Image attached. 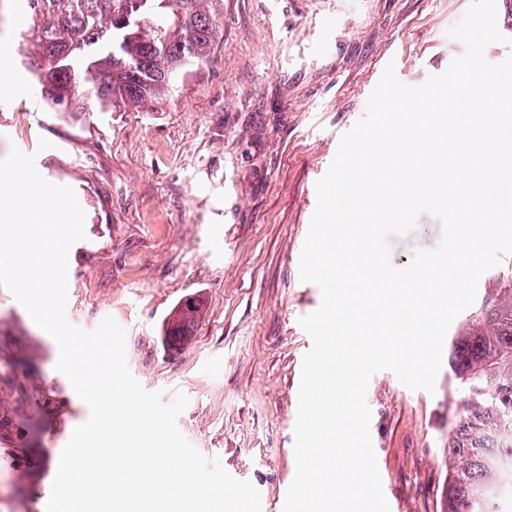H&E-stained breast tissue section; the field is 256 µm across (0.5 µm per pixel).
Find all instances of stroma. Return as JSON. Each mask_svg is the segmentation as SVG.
Wrapping results in <instances>:
<instances>
[{"label": "stroma", "mask_w": 512, "mask_h": 512, "mask_svg": "<svg viewBox=\"0 0 512 512\" xmlns=\"http://www.w3.org/2000/svg\"><path fill=\"white\" fill-rule=\"evenodd\" d=\"M471 0H224L217 46L174 92L121 112H54L23 66L14 9L0 30L22 81L0 96V159L34 156L48 182L71 187L85 239L68 256V321L113 318L143 387L190 402L177 424L206 457L282 512L296 470L294 425L302 358L298 320L321 292L299 280L315 185L340 138L364 116L387 65L419 86L463 54L449 31ZM52 146L39 150L40 139ZM421 216L391 240L393 265L436 245ZM206 300L190 340L166 343L171 309ZM25 360L36 442L0 443V512H43L62 448L87 411L57 371L59 347L0 286V348ZM371 437L390 512H440L448 433L461 394L448 369L434 392L381 371L369 382Z\"/></svg>", "instance_id": "35a3bbf8"}]
</instances>
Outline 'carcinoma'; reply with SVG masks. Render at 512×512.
Listing matches in <instances>:
<instances>
[{"instance_id": "cac0c4a2", "label": "carcinoma", "mask_w": 512, "mask_h": 512, "mask_svg": "<svg viewBox=\"0 0 512 512\" xmlns=\"http://www.w3.org/2000/svg\"><path fill=\"white\" fill-rule=\"evenodd\" d=\"M35 79L55 112H102L162 99L176 77L216 47L224 0H18ZM206 301L177 304L164 327L169 345L193 336ZM448 366L462 392L448 434V483L441 512H501L512 488V288L491 295L452 337ZM22 364L0 350V391L16 396L0 415V442L27 429Z\"/></svg>"}]
</instances>
